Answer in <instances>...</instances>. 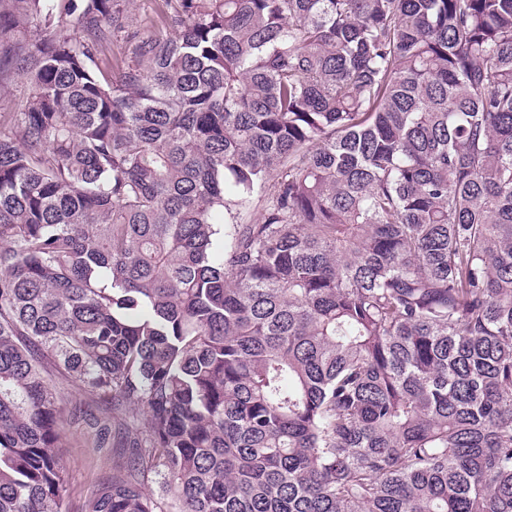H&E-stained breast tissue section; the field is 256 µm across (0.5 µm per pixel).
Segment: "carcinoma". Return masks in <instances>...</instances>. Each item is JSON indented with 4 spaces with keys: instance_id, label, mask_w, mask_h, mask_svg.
<instances>
[{
    "instance_id": "cac0c4a2",
    "label": "carcinoma",
    "mask_w": 512,
    "mask_h": 512,
    "mask_svg": "<svg viewBox=\"0 0 512 512\" xmlns=\"http://www.w3.org/2000/svg\"><path fill=\"white\" fill-rule=\"evenodd\" d=\"M122 2L0 0V512L49 365L88 512H512V0ZM51 377L69 401L66 442L59 448L60 462L69 474L63 507L66 512H85L87 504L96 495L102 482L112 476V465L122 461L126 448H119L121 443L118 439L112 443V435L105 448L97 446L96 430L90 425L93 422L92 417L108 421L112 425L111 405L81 396L75 384L56 371L51 372Z\"/></svg>"
}]
</instances>
